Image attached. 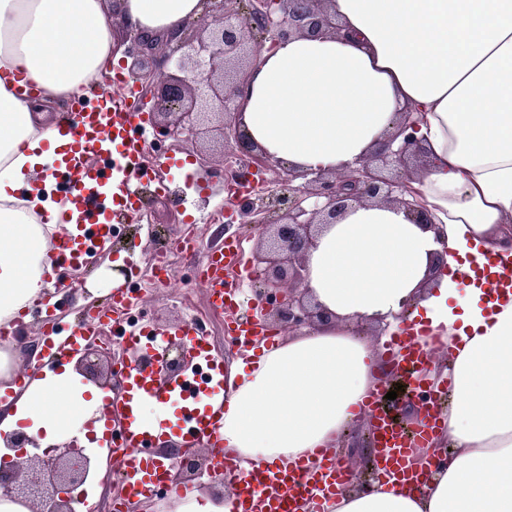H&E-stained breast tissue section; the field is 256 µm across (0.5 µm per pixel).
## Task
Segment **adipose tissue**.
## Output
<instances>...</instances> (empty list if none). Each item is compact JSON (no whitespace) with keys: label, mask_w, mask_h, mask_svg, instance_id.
I'll return each instance as SVG.
<instances>
[{"label":"adipose tissue","mask_w":512,"mask_h":512,"mask_svg":"<svg viewBox=\"0 0 512 512\" xmlns=\"http://www.w3.org/2000/svg\"><path fill=\"white\" fill-rule=\"evenodd\" d=\"M343 25L262 49L242 122L272 159L297 171L342 172L384 142L409 109L427 160L410 186L433 223L367 204L327 225L308 256L306 287L332 322L231 363L224 443L244 467L337 450L367 423L362 404L390 368L368 324L413 332L449 404L436 438L452 450L421 487L348 485L330 512H512V296L488 304L473 268L512 267V0H329ZM201 0H123L122 21L154 37L200 16ZM109 0H0V325L43 292L49 244L74 233L53 200L67 144L58 100L81 93L112 58ZM36 93L17 96L15 85ZM444 264L432 267L436 255ZM15 344L0 345V447L27 422L40 447L85 422L103 433L108 391L57 363L13 388Z\"/></svg>","instance_id":"adipose-tissue-1"}]
</instances>
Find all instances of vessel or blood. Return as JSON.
Wrapping results in <instances>:
<instances>
[{
  "label": "vessel or blood",
  "instance_id": "1",
  "mask_svg": "<svg viewBox=\"0 0 512 512\" xmlns=\"http://www.w3.org/2000/svg\"><path fill=\"white\" fill-rule=\"evenodd\" d=\"M137 118L134 110L114 102L109 92L98 94L95 102L77 101L72 116L59 128V134L68 142L70 157L65 175L71 203L81 219L91 223L97 238L107 237L112 224H123L137 216L140 210L138 182L146 172L139 164L145 152L147 135H138L132 129ZM99 158L117 171L129 173V180L113 184L109 200H102L95 192L101 177L92 166ZM50 251L55 262L72 264L85 262L92 251L84 234H66L55 241ZM241 262L237 245H225L222 252L210 256L206 266L205 284L215 307L233 309L238 304L235 287L224 279L225 271ZM476 278L486 290L488 302L494 303L506 293H512V270L500 268L498 259L490 257L475 271ZM98 319L85 321L70 331L65 340L48 335L45 347L50 355L60 350L76 353L83 349L89 336L94 335ZM181 335L190 339L195 362L189 373L172 378L164 393L158 394L161 403L182 402L187 410L182 437L185 444L207 442L216 450V470L228 474L234 487L236 512H299L307 505L308 512H324L331 501L349 481V470L334 454L317 449L313 459L292 466L245 468L236 454L224 446L221 434L222 415L212 406L203 405V398L216 395L224 388V362L215 357L202 337L193 335L191 326H183ZM399 361L400 375L415 377V390L420 395L424 411L420 425L413 429L399 426L385 405L384 390L372 392L364 404L373 420L376 447V465L379 473L402 484L412 486L424 477L425 468L412 467L410 458L418 448L428 443L441 426L438 405L442 400L441 387H429L416 374L427 365L430 356L421 349L412 336H399L393 341ZM154 371L149 367L130 368L125 377V395L113 402L112 410L125 421L124 442L114 456L119 460L127 492L142 496L155 482L163 478L170 466L168 456L146 455L142 447L150 441L153 428L140 420L135 406L142 398L154 394Z\"/></svg>",
  "mask_w": 512,
  "mask_h": 512
}]
</instances>
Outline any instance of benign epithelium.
<instances>
[{"label":"benign epithelium","instance_id":"7a95c632","mask_svg":"<svg viewBox=\"0 0 512 512\" xmlns=\"http://www.w3.org/2000/svg\"><path fill=\"white\" fill-rule=\"evenodd\" d=\"M203 0L202 15L188 23L178 39L145 37L127 31L115 42L122 62L139 78L138 91L152 102L150 125L155 141L210 139L223 159L240 158L237 167L217 168L211 155L201 154L200 174L234 192L232 223L253 224L258 246L251 264L256 270L255 301L264 318L292 333L333 320L321 305L311 302L305 282L307 256L319 229L335 224L346 211L367 203L398 204L412 221L425 227L430 220L406 198L405 176L397 173L409 160L423 155L411 112H400L388 140L370 157L344 172H296L278 166L249 136L240 119V100L247 77L256 66L261 46L273 48L295 36L333 35L339 31L327 0ZM397 149H392L396 140ZM110 344L92 340L76 367L95 384L109 383L103 361ZM189 351L182 339L169 341L165 367L158 380L184 370ZM349 453L367 455L373 447L370 432L357 433ZM178 468L170 482L179 486L195 475L206 459L193 451L177 453ZM92 461L71 446H58L42 455L0 468V494L28 503L35 512H74Z\"/></svg>","mask_w":512,"mask_h":512}]
</instances>
